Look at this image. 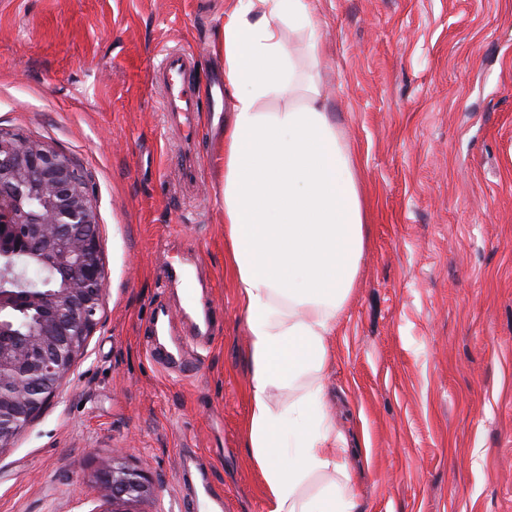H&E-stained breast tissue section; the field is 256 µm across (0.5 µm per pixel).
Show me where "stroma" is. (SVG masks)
Wrapping results in <instances>:
<instances>
[{
  "label": "stroma",
  "mask_w": 512,
  "mask_h": 512,
  "mask_svg": "<svg viewBox=\"0 0 512 512\" xmlns=\"http://www.w3.org/2000/svg\"><path fill=\"white\" fill-rule=\"evenodd\" d=\"M233 0H0V130L89 176L106 273L99 323L58 395L0 450V512H101L114 449L177 512L184 457L227 512H265L243 446L248 338L224 268L222 137L198 181L165 132L157 54H194ZM322 89L360 156L361 271L332 342L327 407L358 512H512V0H316ZM192 264L214 332L159 367L148 326L166 267Z\"/></svg>",
  "instance_id": "obj_1"
}]
</instances>
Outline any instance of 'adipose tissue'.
I'll return each instance as SVG.
<instances>
[{"label": "adipose tissue", "instance_id": "adipose-tissue-1", "mask_svg": "<svg viewBox=\"0 0 512 512\" xmlns=\"http://www.w3.org/2000/svg\"><path fill=\"white\" fill-rule=\"evenodd\" d=\"M303 33L309 68L284 36ZM313 0H235L212 48L233 103L220 190L224 252L250 349L245 446L267 512H354L323 370L365 252L358 159L312 71ZM341 473L314 497L313 476Z\"/></svg>", "mask_w": 512, "mask_h": 512}]
</instances>
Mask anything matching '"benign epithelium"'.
Returning <instances> with one entry per match:
<instances>
[{"label": "benign epithelium", "mask_w": 512, "mask_h": 512, "mask_svg": "<svg viewBox=\"0 0 512 512\" xmlns=\"http://www.w3.org/2000/svg\"><path fill=\"white\" fill-rule=\"evenodd\" d=\"M0 314L38 312L0 342V450L56 395L97 326L105 270L87 174L67 155L0 132ZM101 512H138L155 495L118 455L99 475Z\"/></svg>", "instance_id": "1"}]
</instances>
